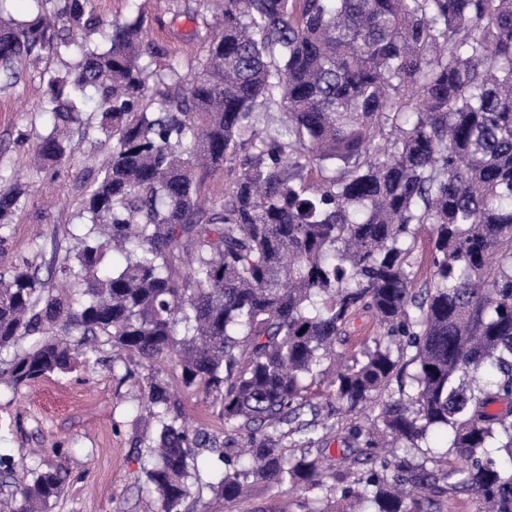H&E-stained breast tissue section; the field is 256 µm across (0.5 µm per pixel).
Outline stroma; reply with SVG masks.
Instances as JSON below:
<instances>
[{
    "instance_id": "35a3bbf8",
    "label": "stroma",
    "mask_w": 512,
    "mask_h": 512,
    "mask_svg": "<svg viewBox=\"0 0 512 512\" xmlns=\"http://www.w3.org/2000/svg\"><path fill=\"white\" fill-rule=\"evenodd\" d=\"M103 19L124 20L142 14L151 36L170 51L187 58L198 56L199 42L190 40L195 24L173 18L166 0H96ZM42 94L38 73L29 74L16 88L0 91V173L17 171L24 149L16 142L30 126L45 128L46 116H33ZM103 155L83 144L72 160L50 175L31 177V196L36 207L50 206L59 184L74 185L90 179ZM82 226L69 203L52 208L43 220L24 214L16 224L0 230V272L22 261L35 265L50 259L64 260L80 248ZM152 372L127 354L116 364L57 373L19 391L0 388V456L21 460L29 449H41L33 465L49 467L65 463L68 479L62 497L51 512H154V497L143 486V468L150 462L149 444L154 425L141 419L142 391ZM173 396L181 404L192 427L220 432L221 406L199 393L181 388L169 376ZM316 492H300L289 486L268 491L262 485L249 496L225 501L201 490L197 512H309Z\"/></svg>"
}]
</instances>
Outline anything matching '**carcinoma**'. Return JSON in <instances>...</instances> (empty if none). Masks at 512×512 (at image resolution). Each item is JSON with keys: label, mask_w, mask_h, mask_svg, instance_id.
<instances>
[{"label": "carcinoma", "mask_w": 512, "mask_h": 512, "mask_svg": "<svg viewBox=\"0 0 512 512\" xmlns=\"http://www.w3.org/2000/svg\"><path fill=\"white\" fill-rule=\"evenodd\" d=\"M32 2L0 18V90L77 61L40 71L52 122L29 166L87 141L106 157L75 199L76 264L0 275V378L101 341L220 401L211 435L151 382L158 512H190L200 448L226 501L288 484L333 497L314 512H512V0H224L187 62L139 14ZM29 199L0 175V230ZM66 477L0 459V512H49Z\"/></svg>", "instance_id": "cac0c4a2"}]
</instances>
